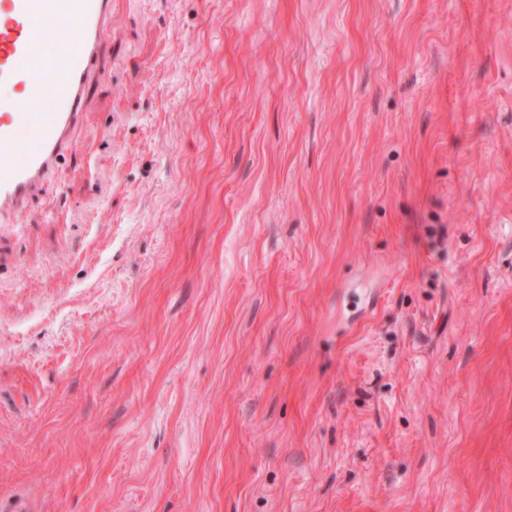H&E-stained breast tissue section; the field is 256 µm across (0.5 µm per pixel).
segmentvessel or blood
Listing matches in <instances>:
<instances>
[{
	"instance_id": "obj_1",
	"label": "vessel or blood",
	"mask_w": 512,
	"mask_h": 512,
	"mask_svg": "<svg viewBox=\"0 0 512 512\" xmlns=\"http://www.w3.org/2000/svg\"><path fill=\"white\" fill-rule=\"evenodd\" d=\"M112 0H0V81L23 94L0 97V215L26 203L70 150L88 92L100 76L99 49ZM55 82L40 86V76Z\"/></svg>"
}]
</instances>
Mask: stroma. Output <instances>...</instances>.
<instances>
[{"instance_id": "1", "label": "stroma", "mask_w": 512, "mask_h": 512, "mask_svg": "<svg viewBox=\"0 0 512 512\" xmlns=\"http://www.w3.org/2000/svg\"><path fill=\"white\" fill-rule=\"evenodd\" d=\"M0 217V512H512V0H112Z\"/></svg>"}]
</instances>
